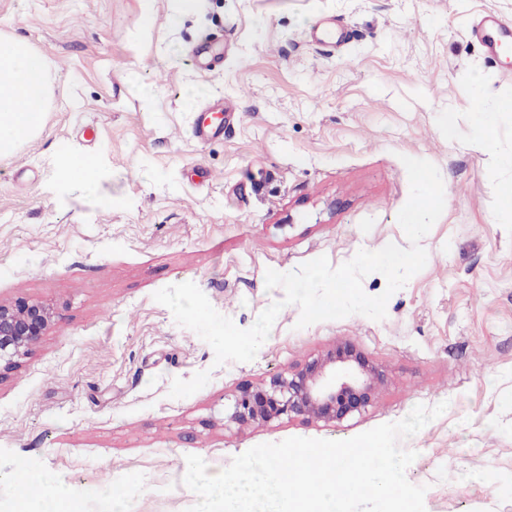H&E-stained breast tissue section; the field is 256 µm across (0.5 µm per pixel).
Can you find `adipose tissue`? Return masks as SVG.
Instances as JSON below:
<instances>
[{"label":"adipose tissue","mask_w":512,"mask_h":512,"mask_svg":"<svg viewBox=\"0 0 512 512\" xmlns=\"http://www.w3.org/2000/svg\"><path fill=\"white\" fill-rule=\"evenodd\" d=\"M0 155L38 134L50 99L49 66L25 42L0 46Z\"/></svg>","instance_id":"adipose-tissue-1"}]
</instances>
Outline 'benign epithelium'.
<instances>
[{"instance_id": "7a95c632", "label": "benign epithelium", "mask_w": 512, "mask_h": 512, "mask_svg": "<svg viewBox=\"0 0 512 512\" xmlns=\"http://www.w3.org/2000/svg\"><path fill=\"white\" fill-rule=\"evenodd\" d=\"M52 322L53 311L42 303H0V370L28 354ZM387 378L385 366L369 360L352 342L340 341L293 371L240 388L224 406V420L240 426L293 416L341 421L373 405Z\"/></svg>"}]
</instances>
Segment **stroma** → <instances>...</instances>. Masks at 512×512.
I'll list each match as a JSON object with an SVG mask.
<instances>
[{
  "label": "stroma",
  "instance_id": "1",
  "mask_svg": "<svg viewBox=\"0 0 512 512\" xmlns=\"http://www.w3.org/2000/svg\"><path fill=\"white\" fill-rule=\"evenodd\" d=\"M172 5L153 0L145 32L142 0H0V46L24 39L51 76L42 132L0 157V303L57 313L0 372V512H19L21 468L69 485L84 512H187V455L214 475L262 443L345 440L441 402L400 442L426 512H512V168L494 162L512 154L496 105L512 98V53L488 57L472 33L493 15L512 37V0H199L174 25ZM206 40L221 57L202 69ZM211 102L224 136L200 142ZM478 112L495 115L488 149ZM84 156L92 195L64 169ZM406 156L438 168L445 205L383 320L301 328L284 305L252 361L219 365L154 300L191 281L246 329L284 297L267 270L408 247ZM341 340L389 370L365 412L225 422L240 386ZM224 115L223 105L198 112L193 127L194 136L201 141L219 136L224 128Z\"/></svg>",
  "mask_w": 512,
  "mask_h": 512
}]
</instances>
